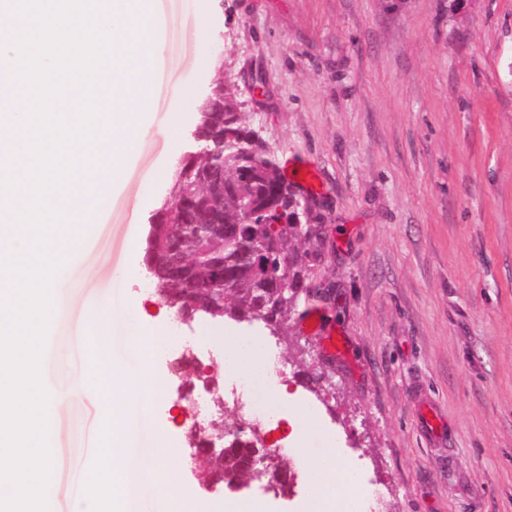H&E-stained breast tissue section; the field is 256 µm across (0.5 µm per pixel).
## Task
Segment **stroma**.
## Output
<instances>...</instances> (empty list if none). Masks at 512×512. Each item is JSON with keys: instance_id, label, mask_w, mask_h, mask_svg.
<instances>
[{"instance_id": "35a3bbf8", "label": "stroma", "mask_w": 512, "mask_h": 512, "mask_svg": "<svg viewBox=\"0 0 512 512\" xmlns=\"http://www.w3.org/2000/svg\"><path fill=\"white\" fill-rule=\"evenodd\" d=\"M218 16L211 65L194 104L216 79L236 85L249 126L280 164L308 163L323 189L299 190L310 233L300 239L306 293L320 331L298 315L277 339L287 390L312 407L336 454L378 483L379 512H512V0H210ZM169 45L153 117L116 203L100 216L74 276L66 330L79 332L104 302L129 233L147 236L168 196L143 183L175 168L162 130L183 106L173 91L195 77L198 39L183 0H163ZM133 301L162 338L159 421L185 438L209 418L182 398L169 369L198 357L224 380L215 334L265 336L264 324L204 319L178 325L144 276ZM111 394L90 396L53 433V462L68 480ZM444 424L423 428V404ZM295 483L266 478L238 491L205 490L190 457L184 493L223 512L256 500L270 512H309V474L285 457Z\"/></svg>"}]
</instances>
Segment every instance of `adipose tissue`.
Here are the masks:
<instances>
[{
    "label": "adipose tissue",
    "mask_w": 512,
    "mask_h": 512,
    "mask_svg": "<svg viewBox=\"0 0 512 512\" xmlns=\"http://www.w3.org/2000/svg\"><path fill=\"white\" fill-rule=\"evenodd\" d=\"M264 397L266 402L278 403L281 408L288 410L292 428L288 441L296 445L297 455L308 464L316 496L323 498L341 487L350 485L353 475L348 465L336 459L332 449L324 448L317 451L311 448L310 443L315 433L308 419L299 410L290 409L284 386L269 383L264 390Z\"/></svg>",
    "instance_id": "adipose-tissue-1"
}]
</instances>
